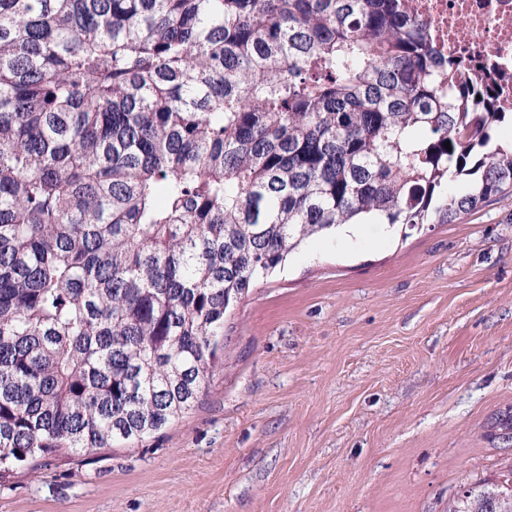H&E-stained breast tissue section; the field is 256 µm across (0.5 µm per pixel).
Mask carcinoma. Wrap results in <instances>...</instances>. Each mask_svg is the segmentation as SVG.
<instances>
[{
    "instance_id": "obj_1",
    "label": "carcinoma",
    "mask_w": 512,
    "mask_h": 512,
    "mask_svg": "<svg viewBox=\"0 0 512 512\" xmlns=\"http://www.w3.org/2000/svg\"><path fill=\"white\" fill-rule=\"evenodd\" d=\"M404 2L0 0V483L191 410L305 239L512 189V106Z\"/></svg>"
}]
</instances>
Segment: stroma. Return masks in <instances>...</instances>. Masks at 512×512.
Returning <instances> with one entry per match:
<instances>
[{
  "label": "stroma",
  "instance_id": "obj_1",
  "mask_svg": "<svg viewBox=\"0 0 512 512\" xmlns=\"http://www.w3.org/2000/svg\"><path fill=\"white\" fill-rule=\"evenodd\" d=\"M510 410L512 192L310 237L226 314L190 411L18 471L0 512H448L512 471Z\"/></svg>",
  "mask_w": 512,
  "mask_h": 512
}]
</instances>
